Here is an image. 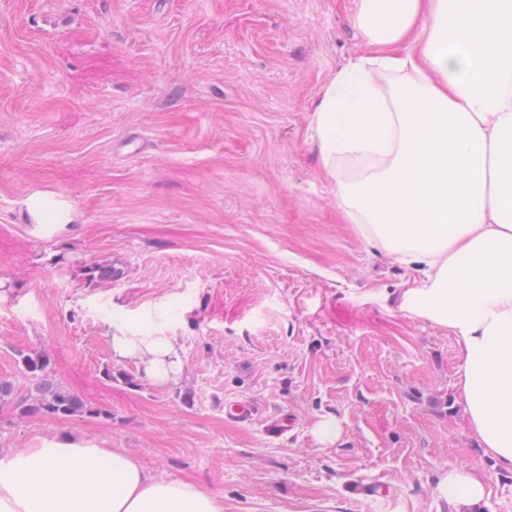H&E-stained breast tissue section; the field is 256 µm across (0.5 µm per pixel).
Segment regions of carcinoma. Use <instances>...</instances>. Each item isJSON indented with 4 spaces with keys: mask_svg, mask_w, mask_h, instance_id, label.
Returning <instances> with one entry per match:
<instances>
[{
    "mask_svg": "<svg viewBox=\"0 0 512 512\" xmlns=\"http://www.w3.org/2000/svg\"><path fill=\"white\" fill-rule=\"evenodd\" d=\"M22 365L26 373L35 381V397L27 410L59 418H71L85 414L102 415L103 411L94 410L76 394L54 383L45 373L46 362L31 355L22 356Z\"/></svg>",
    "mask_w": 512,
    "mask_h": 512,
    "instance_id": "1",
    "label": "carcinoma"
}]
</instances>
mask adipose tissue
Here are the masks:
<instances>
[{
	"instance_id": "ef3b65f1",
	"label": "adipose tissue",
	"mask_w": 512,
	"mask_h": 512,
	"mask_svg": "<svg viewBox=\"0 0 512 512\" xmlns=\"http://www.w3.org/2000/svg\"><path fill=\"white\" fill-rule=\"evenodd\" d=\"M366 37L324 86L312 125L349 223L421 271L412 312L460 347V402L486 455L512 471V0H361ZM115 361L166 382L176 341L113 331ZM441 497L479 512L483 483L453 468ZM0 512H224L196 484L121 448L68 439L0 452Z\"/></svg>"
}]
</instances>
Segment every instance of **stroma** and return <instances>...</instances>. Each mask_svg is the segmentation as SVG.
Listing matches in <instances>:
<instances>
[{"label": "stroma", "mask_w": 512, "mask_h": 512, "mask_svg": "<svg viewBox=\"0 0 512 512\" xmlns=\"http://www.w3.org/2000/svg\"><path fill=\"white\" fill-rule=\"evenodd\" d=\"M361 0H0V450L72 437L224 512H512L458 399L460 346L321 173L312 111ZM118 268L120 280L103 278ZM177 339L165 384L111 334ZM41 356L101 416L22 412ZM246 400L252 422L227 417ZM334 421V441L314 434ZM359 476L391 496L357 502ZM438 492L446 500L450 498L464 506L468 512H480L485 497L483 483L456 468L442 474L438 483Z\"/></svg>", "instance_id": "1"}]
</instances>
